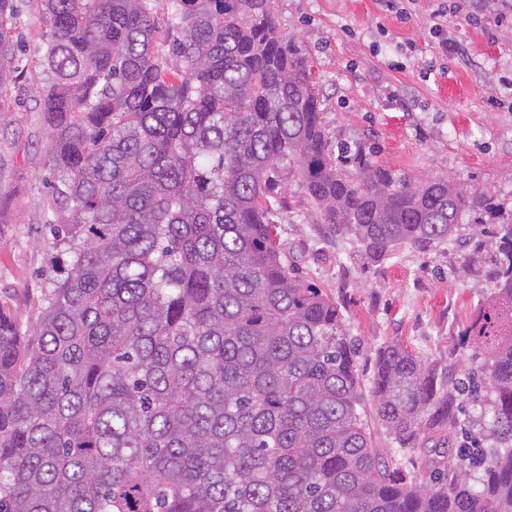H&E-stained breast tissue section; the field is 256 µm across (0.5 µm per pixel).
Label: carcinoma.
I'll use <instances>...</instances> for the list:
<instances>
[{"mask_svg":"<svg viewBox=\"0 0 512 512\" xmlns=\"http://www.w3.org/2000/svg\"><path fill=\"white\" fill-rule=\"evenodd\" d=\"M15 2L0 0V112ZM41 2L70 261L36 324L0 314V512H512V221L464 331L478 373L450 385L397 342L375 355L376 415L400 442L451 444L466 398L490 415L492 444L456 448L425 486L370 447L342 311L272 230L285 166L368 263L497 217L492 198L332 155L273 0Z\"/></svg>","mask_w":512,"mask_h":512,"instance_id":"cac0c4a2","label":"carcinoma"}]
</instances>
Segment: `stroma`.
I'll list each match as a JSON object with an SVG mask.
<instances>
[{
  "mask_svg": "<svg viewBox=\"0 0 512 512\" xmlns=\"http://www.w3.org/2000/svg\"><path fill=\"white\" fill-rule=\"evenodd\" d=\"M17 80L0 120V312L35 323L49 286L44 273L63 258L50 227L64 218L39 101L46 85L40 63L48 32L40 0H17ZM431 0L411 17L383 11L376 0H275L279 33L294 39L317 88L331 144L373 148L380 164L406 176H446L493 195L498 220L465 218L460 237L422 252L403 246L383 263L364 264L352 236H330L294 172L282 170L274 217L277 239L299 274L341 308L355 339L371 447L393 471L428 480L434 444L401 446L376 419L372 379L376 350L396 341L448 374L469 364L474 346L461 331L491 295L488 260L500 222L512 219V20H498L497 0H478V23L452 16L448 32L466 58H442L429 32ZM480 262L464 269L471 253Z\"/></svg>",
  "mask_w": 512,
  "mask_h": 512,
  "instance_id": "35a3bbf8",
  "label": "stroma"
}]
</instances>
